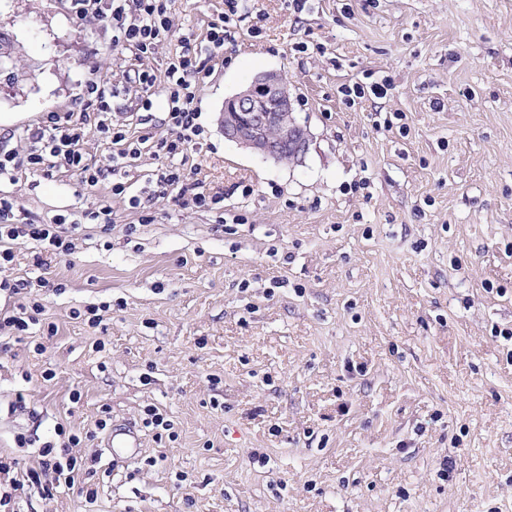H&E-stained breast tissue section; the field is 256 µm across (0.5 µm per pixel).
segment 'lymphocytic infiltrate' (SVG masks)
<instances>
[{
  "instance_id": "f902f5d3",
  "label": "lymphocytic infiltrate",
  "mask_w": 512,
  "mask_h": 512,
  "mask_svg": "<svg viewBox=\"0 0 512 512\" xmlns=\"http://www.w3.org/2000/svg\"><path fill=\"white\" fill-rule=\"evenodd\" d=\"M71 7L78 17L94 16L111 21L113 45L132 48L143 60L154 54L170 31L167 0H71ZM205 75L204 65L187 52L175 55L167 68L166 132L150 144L153 154L162 160L156 173V183L162 188L178 187L188 179L177 159L204 133L195 100L196 89ZM108 96L109 89L103 81L91 80L77 109L63 116L50 113L45 125L29 129L24 164L48 176L60 168L76 172L92 186L106 181L112 196H127L125 184L115 180L114 174L124 159L139 155L141 142L130 138L123 127L105 123ZM94 129L110 136L112 143L119 147L110 167L93 168L85 162L83 142ZM127 198L131 208H141L138 197ZM13 208V198L1 193L0 260L11 261L13 245L24 240L35 241L59 255L74 249L73 238L66 231V216H58L51 224H12L8 217ZM80 442V437L72 434L61 446L45 445L39 450V469L27 472L23 471L18 457L0 453V508L16 512L18 492L26 479L43 484L48 492L73 487L84 468L83 462L72 453Z\"/></svg>"
}]
</instances>
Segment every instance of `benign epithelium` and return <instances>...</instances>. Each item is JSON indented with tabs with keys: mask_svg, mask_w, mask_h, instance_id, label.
Wrapping results in <instances>:
<instances>
[{
	"mask_svg": "<svg viewBox=\"0 0 512 512\" xmlns=\"http://www.w3.org/2000/svg\"><path fill=\"white\" fill-rule=\"evenodd\" d=\"M224 138L276 162L301 160L310 131L292 112V93L283 77L268 71L224 101Z\"/></svg>",
	"mask_w": 512,
	"mask_h": 512,
	"instance_id": "1",
	"label": "benign epithelium"
}]
</instances>
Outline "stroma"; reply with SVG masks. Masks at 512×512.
Here are the masks:
<instances>
[{
  "mask_svg": "<svg viewBox=\"0 0 512 512\" xmlns=\"http://www.w3.org/2000/svg\"><path fill=\"white\" fill-rule=\"evenodd\" d=\"M69 7L0 0L22 48L0 71V151L25 157L27 129L97 77L108 123L164 134L165 71L186 50L208 76L185 167L224 200L158 192L147 149L118 172L124 199L62 168L0 182L10 223L76 227L71 254L27 243L0 265L43 304L0 352V448L35 469L63 428L94 462L53 495L26 486L22 512H512V0H257L219 49L224 0H170L143 63ZM271 70L312 134L297 163L218 124ZM383 80L382 99L340 91ZM147 195L149 224L127 202ZM106 202L104 233L84 214ZM93 306L96 327L81 318ZM149 407L170 430L142 427ZM105 413L141 426L136 460L104 455Z\"/></svg>",
  "mask_w": 512,
  "mask_h": 512,
  "instance_id": "stroma-1",
  "label": "stroma"
}]
</instances>
